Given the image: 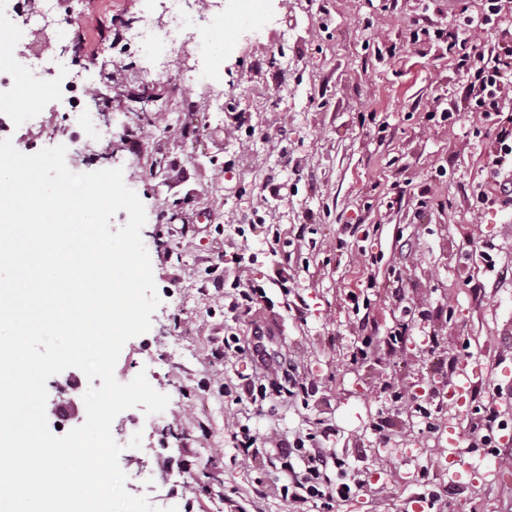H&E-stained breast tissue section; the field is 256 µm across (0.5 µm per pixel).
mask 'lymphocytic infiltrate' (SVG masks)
<instances>
[{
  "instance_id": "1",
  "label": "lymphocytic infiltrate",
  "mask_w": 512,
  "mask_h": 512,
  "mask_svg": "<svg viewBox=\"0 0 512 512\" xmlns=\"http://www.w3.org/2000/svg\"><path fill=\"white\" fill-rule=\"evenodd\" d=\"M476 4L475 14L448 29L416 24L409 33V42L415 45L433 35L447 37L448 52L457 70L467 77L463 103L449 106V114L464 108L483 120L495 121L512 110V0H476ZM491 30L498 32L499 39L483 46L481 37ZM263 339L264 331L258 326L251 342L230 335L206 356L209 365L216 366L230 356L249 353L251 372L242 376L239 388L255 404L264 398L265 382L277 378L288 366L287 358L270 359ZM331 434L327 428L291 441L279 440L270 453L256 447L255 436L245 427L233 428L231 437L242 461L261 463L271 455L279 460L280 494L290 512H333L337 503L364 493L367 483L349 472L343 473L340 482L331 481L328 470L338 460L326 448Z\"/></svg>"
}]
</instances>
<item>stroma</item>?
Segmentation results:
<instances>
[{"mask_svg": "<svg viewBox=\"0 0 512 512\" xmlns=\"http://www.w3.org/2000/svg\"><path fill=\"white\" fill-rule=\"evenodd\" d=\"M97 2L87 0L89 50H75L65 23L31 36L57 77L34 80L42 95L33 108L19 88L0 87L12 100L0 139L25 154L65 146L76 173L122 169L145 207L160 304L150 330L125 344L115 377L146 374L170 401L162 413L137 407L112 424L128 492L163 512H288L274 465L242 464L230 426L290 440L324 422L346 470L371 482L338 512H409L440 457L459 475L444 512H512V487L485 474L468 447L486 392L497 391L512 429V205H473L489 187L497 130L466 111L442 121L435 107L461 96L465 79L445 39L407 42L416 19L447 27L448 0H261L249 17L224 0L223 13H206L188 32L201 52L164 68L152 49L115 43L128 0H112L108 12ZM188 66L197 82H175ZM76 74L87 94L84 124L72 129L63 88ZM143 92L152 100L142 118L124 104ZM106 124L110 146L94 145ZM426 189L434 204L423 209ZM225 240L243 249L251 284L266 293L253 315H234L228 300L200 290V259ZM291 295L304 298L303 316L287 309ZM258 324L271 353L309 380L303 398L268 388L259 413L220 388L250 373V357L217 368L205 359L212 342L249 339ZM362 327L406 336L397 352L354 362ZM461 379L469 392L453 397L447 438L437 440L407 400L433 388L451 394ZM101 384L75 368L51 377L49 426L83 424V396ZM395 390L406 402L392 401ZM258 479L271 489L262 501L251 493Z\"/></svg>", "mask_w": 512, "mask_h": 512, "instance_id": "35a3bbf8", "label": "stroma"}]
</instances>
